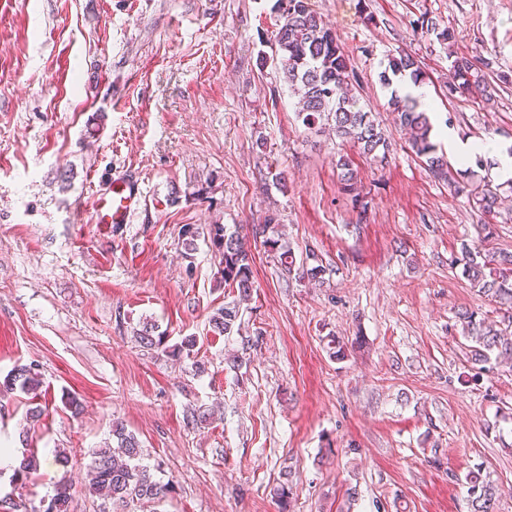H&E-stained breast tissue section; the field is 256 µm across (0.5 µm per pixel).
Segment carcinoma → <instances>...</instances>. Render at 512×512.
<instances>
[{
	"label": "carcinoma",
	"instance_id": "cac0c4a2",
	"mask_svg": "<svg viewBox=\"0 0 512 512\" xmlns=\"http://www.w3.org/2000/svg\"><path fill=\"white\" fill-rule=\"evenodd\" d=\"M281 20L273 36L275 61L283 82L297 95V117L310 130L317 129L320 121L331 123L336 136L357 145L359 151L372 162L386 160L388 144L383 128L374 114L365 110L354 91L357 79L349 66L348 58L336 33L328 27L308 0H278ZM489 63L457 57L452 61L453 82L448 84V98L480 95L489 101L493 98L490 85L482 75ZM410 76L418 80L422 72L417 61L404 53L389 60L388 70L380 75L384 84L393 78ZM392 111L401 128L409 135V144L417 157L422 159L434 178L465 195L468 202L482 214L496 213L501 200L502 185L487 177L476 178L472 172L459 171L448 161V156L431 139L433 125L427 111L416 100L394 95ZM340 189L360 203L361 179L350 161L341 156L336 161ZM254 237L262 238V245L272 253L287 273L300 279H317L324 272L321 259L310 249L305 257L296 260L290 249L281 243L277 219L269 216L262 224L252 225ZM201 232L193 224L181 228L179 241L183 257L190 259L197 250ZM207 242L218 254L219 270L224 287L235 293L237 300L225 304L210 317L212 332L228 335L238 318L240 304L250 300L254 288V258L251 247L238 230L229 231L222 224H211L207 229ZM463 271L473 287L505 311L499 320L476 319L467 310L458 314L468 337L475 343L471 349V363L485 369L491 359L512 360V252L494 251L485 247L462 252ZM135 341L143 348L169 349L167 334L152 320L133 331ZM8 391H20L37 398L42 387L41 373L37 366H14L0 384ZM116 447L99 448L92 452L84 464L90 489L104 496L111 505L124 507L130 502L142 505H159L174 493V486L153 478L147 467L139 464L140 442L127 433L124 427L112 428ZM40 467L35 451L27 448L19 459L11 479L12 490L0 496V512H19L20 499L26 488L25 479ZM471 512H495L496 492L485 481L481 471L468 475ZM70 485L60 479L54 494L45 499L46 505L39 512H68Z\"/></svg>",
	"mask_w": 512,
	"mask_h": 512
}]
</instances>
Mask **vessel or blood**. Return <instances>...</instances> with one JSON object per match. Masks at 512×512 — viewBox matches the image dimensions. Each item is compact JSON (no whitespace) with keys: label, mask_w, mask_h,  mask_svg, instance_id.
<instances>
[{"label":"vessel or blood","mask_w":512,"mask_h":512,"mask_svg":"<svg viewBox=\"0 0 512 512\" xmlns=\"http://www.w3.org/2000/svg\"><path fill=\"white\" fill-rule=\"evenodd\" d=\"M143 190L138 178L121 175L113 178L110 186L82 205L90 223L120 227L129 222L137 209Z\"/></svg>","instance_id":"obj_1"}]
</instances>
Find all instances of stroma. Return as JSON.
<instances>
[{
	"instance_id": "1",
	"label": "stroma",
	"mask_w": 512,
	"mask_h": 512,
	"mask_svg": "<svg viewBox=\"0 0 512 512\" xmlns=\"http://www.w3.org/2000/svg\"><path fill=\"white\" fill-rule=\"evenodd\" d=\"M308 2L391 143L383 164L297 120L267 61L277 0H0V379L37 364L47 405L30 441L41 468L24 490L29 510L64 477L69 512H99L79 460L119 421L154 478L174 486L162 512H280L286 470L290 512H470L476 469L496 487L497 512H512V365L472 381L456 314L497 313L455 262L481 224L512 250V211L481 214L435 181L380 81L392 56L410 53L439 125L511 144L512 0ZM446 28L453 42L436 37ZM453 55L493 60V101L444 97ZM342 155L366 209L340 189ZM119 171L139 177V211L116 230L89 223L81 204ZM269 215L292 254L313 249L325 273L298 279L253 243L240 328L213 335L209 318L233 295L208 245L183 259L180 229ZM147 318L170 343L196 337L193 357L141 348L133 331ZM332 335L344 360L329 356ZM237 355L244 364L229 369ZM66 392L81 414L62 404ZM28 403L0 397V493ZM193 410L203 421L187 423Z\"/></svg>"
}]
</instances>
